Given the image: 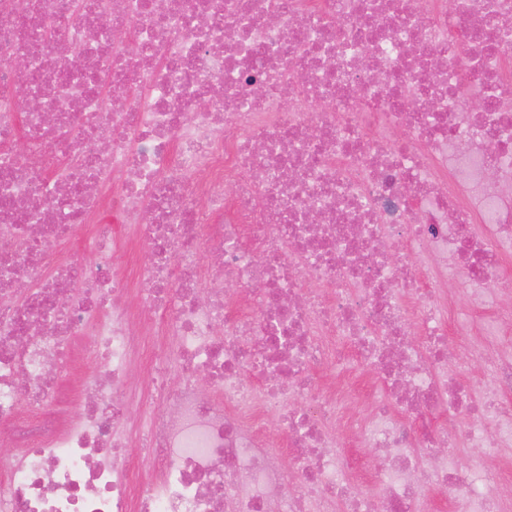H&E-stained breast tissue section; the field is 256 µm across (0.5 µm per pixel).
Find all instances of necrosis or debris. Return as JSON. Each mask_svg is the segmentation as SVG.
Here are the masks:
<instances>
[{"mask_svg":"<svg viewBox=\"0 0 512 512\" xmlns=\"http://www.w3.org/2000/svg\"><path fill=\"white\" fill-rule=\"evenodd\" d=\"M509 58L512 0H0V512H427L432 489L512 512L491 466L512 447V319L476 355L477 399L445 326L454 276L512 292ZM141 312L178 382L155 363L136 474ZM86 335L94 370L62 388ZM348 357L379 388L361 417L313 378ZM440 412L473 420L466 465ZM133 446L128 448L126 465L131 470H146L148 468V448H145L143 429L132 432ZM345 450L351 463L353 480L361 488L368 487L367 475L374 463L371 448H364L360 444L351 443Z\"/></svg>","mask_w":512,"mask_h":512,"instance_id":"1","label":"necrosis or debris"}]
</instances>
